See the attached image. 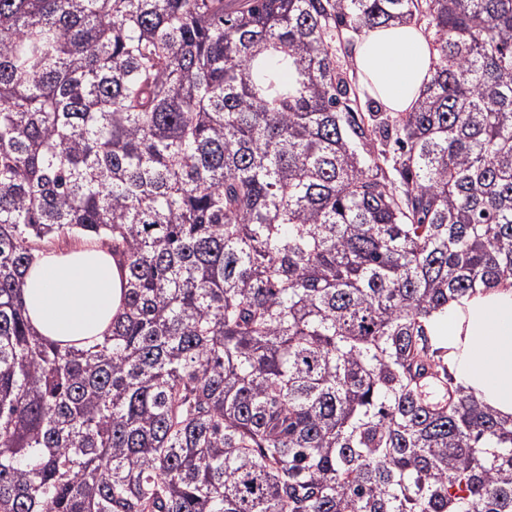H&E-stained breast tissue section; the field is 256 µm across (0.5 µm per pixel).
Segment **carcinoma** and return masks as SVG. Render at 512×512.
Returning a JSON list of instances; mask_svg holds the SVG:
<instances>
[{"instance_id": "carcinoma-1", "label": "carcinoma", "mask_w": 512, "mask_h": 512, "mask_svg": "<svg viewBox=\"0 0 512 512\" xmlns=\"http://www.w3.org/2000/svg\"><path fill=\"white\" fill-rule=\"evenodd\" d=\"M396 22L435 72L364 111ZM59 238L125 273L83 349L23 303ZM508 278L512 0H0V512H512L428 334ZM353 59L365 87L385 109L409 112L433 75L438 57L420 27L394 23L359 40Z\"/></svg>"}]
</instances>
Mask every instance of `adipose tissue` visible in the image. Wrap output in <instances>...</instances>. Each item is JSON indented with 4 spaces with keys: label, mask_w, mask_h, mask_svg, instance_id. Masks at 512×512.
<instances>
[{
    "label": "adipose tissue",
    "mask_w": 512,
    "mask_h": 512,
    "mask_svg": "<svg viewBox=\"0 0 512 512\" xmlns=\"http://www.w3.org/2000/svg\"><path fill=\"white\" fill-rule=\"evenodd\" d=\"M353 59L369 93L391 112L410 111L438 60L420 27L371 30ZM30 324L43 337L80 343L109 332L122 308L121 271L105 250L85 243L37 253L25 274ZM456 382L498 417L512 421V283L476 288L449 301L429 326Z\"/></svg>",
    "instance_id": "obj_1"
}]
</instances>
